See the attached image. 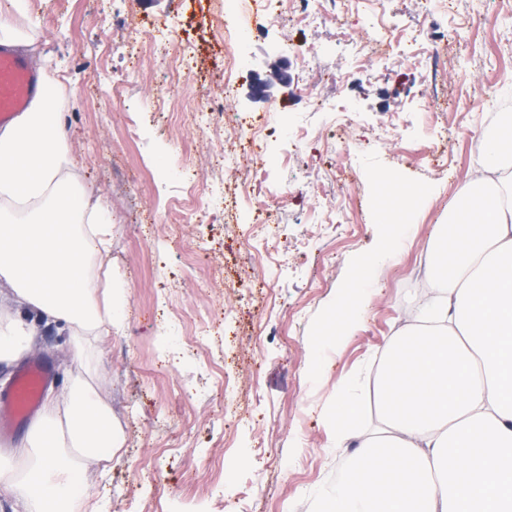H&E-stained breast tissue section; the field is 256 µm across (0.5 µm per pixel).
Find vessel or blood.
<instances>
[{"mask_svg": "<svg viewBox=\"0 0 512 512\" xmlns=\"http://www.w3.org/2000/svg\"><path fill=\"white\" fill-rule=\"evenodd\" d=\"M40 74L24 57L0 45V125L23 112L39 91ZM49 366L33 360L17 373L15 382L0 393V440L14 438L37 412L41 395L51 384Z\"/></svg>", "mask_w": 512, "mask_h": 512, "instance_id": "obj_1", "label": "vessel or blood"}]
</instances>
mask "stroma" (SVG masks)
<instances>
[{
	"instance_id": "1",
	"label": "stroma",
	"mask_w": 512,
	"mask_h": 512,
	"mask_svg": "<svg viewBox=\"0 0 512 512\" xmlns=\"http://www.w3.org/2000/svg\"><path fill=\"white\" fill-rule=\"evenodd\" d=\"M381 3L402 28L432 24L445 30L465 21L480 35L439 46L434 69L412 66L400 54L384 65L368 57L335 81L302 72L293 51L332 44L337 56L346 55L336 32L350 15L340 10L318 26L299 28L263 23L264 0H248L234 18L225 16L224 0H46L38 50L67 90L73 156L112 204L116 226L109 258L114 277L128 289L123 327L102 348L113 425L124 444L110 463L87 472L89 492L103 501L104 512H312L309 491L335 483L350 451L330 446L323 412L332 386L415 320L426 285L422 249L455 188L479 167L475 135L488 127L489 114L476 105L475 88L495 85L498 102H512V0H450L447 12L431 21L420 15L416 0ZM97 14L109 21L106 56L98 47L99 31L86 25ZM176 15L194 69L175 88L160 56L144 54L137 71H130L126 22L135 20L148 31ZM217 16L229 31L252 29L242 49L253 64L239 74L225 111L249 120L286 113L311 136L307 145L291 149L288 167H280L278 147L265 156L272 196L266 217L276 223V243L288 256L281 270L266 275L247 257L230 254L233 226L250 208L238 191L239 176L224 178L225 210L216 223L179 224L170 210L185 189L156 172L185 140L203 173L199 191L215 177L200 152V136L190 132L189 102L223 77L224 41L210 34ZM279 68L287 70V83L272 80ZM123 75L127 95L112 100L111 81ZM259 78L270 82L262 99L252 95ZM311 92L330 104L356 102L355 124L342 130L331 113L312 111ZM418 101L428 102L430 112L415 114ZM394 112L400 144L375 141L379 122ZM343 138L357 154L348 169L336 153ZM394 185L431 186L440 193L414 213V241L379 276L378 294L359 331L327 351L322 380L312 384L317 349L327 342L341 287L386 241L375 197ZM322 199L337 202L335 223L314 219ZM193 240L212 248L189 255ZM235 272L242 284L225 294L224 277ZM227 304L232 318L197 343L201 315L222 314ZM169 314L180 326L175 339L163 323ZM34 356L50 363L54 386L62 388L71 349L57 325L42 327ZM222 373L239 391L229 421L226 401L215 390ZM181 381L190 385L188 394L176 392ZM157 461V479L134 476L135 464ZM218 465L226 471L220 499L211 494Z\"/></svg>"
}]
</instances>
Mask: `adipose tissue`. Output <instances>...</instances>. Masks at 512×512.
<instances>
[{"instance_id": "adipose-tissue-1", "label": "adipose tissue", "mask_w": 512, "mask_h": 512, "mask_svg": "<svg viewBox=\"0 0 512 512\" xmlns=\"http://www.w3.org/2000/svg\"><path fill=\"white\" fill-rule=\"evenodd\" d=\"M0 44L30 49L28 0H0ZM64 85L45 82L30 108L0 128V363L34 348L39 320L66 326L67 386L48 395L18 450L0 462L13 512H102L85 481L121 436L98 354L123 318L112 277V205L72 155ZM479 169L448 204L423 250L428 289L414 325L379 357L337 379L325 412L332 447L355 451L336 486L311 490L314 512H512V114L484 129ZM362 261L341 292L333 330L347 340L372 303V283L412 239ZM379 424L363 427L366 386Z\"/></svg>"}]
</instances>
